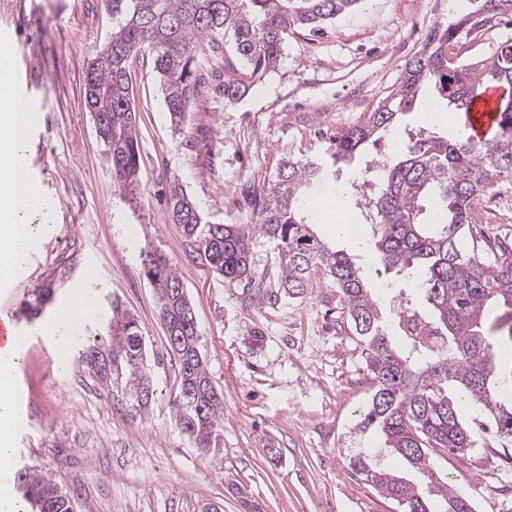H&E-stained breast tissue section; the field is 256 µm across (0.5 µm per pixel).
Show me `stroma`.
Segmentation results:
<instances>
[{
    "mask_svg": "<svg viewBox=\"0 0 512 512\" xmlns=\"http://www.w3.org/2000/svg\"><path fill=\"white\" fill-rule=\"evenodd\" d=\"M478 7L477 0H361L323 33L288 35L279 65L239 101L227 105L199 90L181 135L171 130L151 57L137 59L130 82L141 170L132 203L113 187L84 105L88 64L112 35L105 0H0V38L9 41L33 116L29 173L54 209L27 266L0 285V312L14 314L24 341L16 464L52 476L74 512H245L247 500L260 512H402L344 461L355 414L373 385L359 337L339 327L335 289L315 275L303 294L282 293L270 303L216 277L173 224L169 187L179 181L208 221L248 223L246 184L271 179L289 156L323 160L330 138L398 85L433 27ZM509 39L512 25L492 20L460 36L459 58H491ZM420 126L416 112L399 115L390 135L329 172L311 196L349 193L369 161L393 154ZM347 207L373 241L350 193ZM482 215L487 235L512 238V179L496 186ZM156 250L181 277L199 348L224 391V445L213 456L202 455L171 416L178 366L143 265ZM90 268L108 283L100 306L119 302L140 324L157 385L146 416L92 378L78 357L67 371L54 365L45 325ZM46 285L52 298L42 313L23 316ZM255 328L265 336L258 348L246 341ZM430 461L466 491L475 512H512V446L486 437L469 452L438 451Z\"/></svg>",
    "mask_w": 512,
    "mask_h": 512,
    "instance_id": "35a3bbf8",
    "label": "stroma"
}]
</instances>
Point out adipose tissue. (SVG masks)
I'll use <instances>...</instances> for the list:
<instances>
[{
	"label": "adipose tissue",
	"mask_w": 512,
	"mask_h": 512,
	"mask_svg": "<svg viewBox=\"0 0 512 512\" xmlns=\"http://www.w3.org/2000/svg\"><path fill=\"white\" fill-rule=\"evenodd\" d=\"M27 107L13 93L10 48L0 47V282L11 280L24 265L38 224L52 221L38 186L28 177ZM105 286L101 275L87 270L81 287L71 289L63 306L50 318L48 332L55 344L57 369L70 364L71 349L81 341L85 325L108 319L98 295ZM21 347L0 350V512H25L13 498V458L24 422L15 404Z\"/></svg>",
	"instance_id": "adipose-tissue-1"
}]
</instances>
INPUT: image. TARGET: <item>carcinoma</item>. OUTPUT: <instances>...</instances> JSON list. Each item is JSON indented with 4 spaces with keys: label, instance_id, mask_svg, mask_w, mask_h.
I'll use <instances>...</instances> for the list:
<instances>
[{
    "label": "carcinoma",
    "instance_id": "carcinoma-1",
    "mask_svg": "<svg viewBox=\"0 0 512 512\" xmlns=\"http://www.w3.org/2000/svg\"><path fill=\"white\" fill-rule=\"evenodd\" d=\"M359 0H107L116 28L88 65L85 107L108 129L107 161L118 191H132L140 175L135 106L129 94L132 60L152 56L173 132L185 131L191 100L203 84L231 104L255 79L275 68L285 35L322 25L354 9ZM483 17L463 16L433 29L421 52L406 61L402 80L374 111L332 138L328 159L349 164L366 145L382 138L400 112L412 110L426 88L445 108L470 106L482 84L512 88V42L498 45L489 60H456L464 29L512 17V0H482ZM231 34V54L220 43ZM493 139H449L427 125L395 156L384 158L367 181L354 185L365 219L377 240V275L398 283L400 301L385 315L350 255L333 250L316 234L315 213L301 207L303 195L323 181L325 167L287 158L273 179L244 190L252 208L250 224H209L182 185L169 190L171 220L197 246L203 263L219 277L262 292L279 287L303 293L320 272L339 295L346 321L363 343L373 393L352 433L375 434L382 449L417 472L413 482L380 467L375 449L356 442L345 456L352 474L396 501L403 512H430L428 499L441 498L445 512H474L461 489L430 465V451L460 454L475 448L482 433L495 429L512 444V404L498 399L500 383L512 379V364L498 357L490 333L506 331L512 344V244L488 236L478 210L498 183L512 177V96L496 106ZM275 244L272 267L255 278L254 240ZM146 276L161 303L169 350L179 365L172 402L178 426L203 451L217 452L224 426V395L211 381L201 355L192 304L177 269L162 253L144 260ZM93 376L121 385L140 413L156 387L145 363L138 320L112 303L110 336L94 337L82 352ZM457 389L486 413L470 424L461 419L448 390ZM16 487L36 512H72L71 499L47 475L23 465Z\"/></svg>",
    "mask_w": 512,
    "mask_h": 512
}]
</instances>
